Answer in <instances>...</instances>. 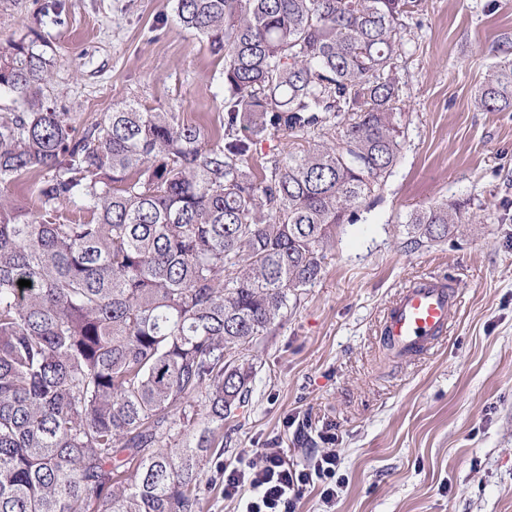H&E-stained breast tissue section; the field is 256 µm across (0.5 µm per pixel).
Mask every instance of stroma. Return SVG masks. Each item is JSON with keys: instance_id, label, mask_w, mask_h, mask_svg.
I'll list each match as a JSON object with an SVG mask.
<instances>
[{"instance_id": "obj_1", "label": "stroma", "mask_w": 512, "mask_h": 512, "mask_svg": "<svg viewBox=\"0 0 512 512\" xmlns=\"http://www.w3.org/2000/svg\"><path fill=\"white\" fill-rule=\"evenodd\" d=\"M33 36L56 62L47 97L77 124L136 98L219 131L223 62L166 0H0V50ZM401 36L405 141L383 200L337 229L318 278L247 351L252 394L224 422L223 460L273 445L302 464L329 430L335 512H512V112L472 105L512 58V0H421ZM435 202L478 221L411 248L404 217ZM430 275L459 285L449 333L393 358L384 314Z\"/></svg>"}]
</instances>
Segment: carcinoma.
<instances>
[{"label": "carcinoma", "instance_id": "carcinoma-1", "mask_svg": "<svg viewBox=\"0 0 512 512\" xmlns=\"http://www.w3.org/2000/svg\"><path fill=\"white\" fill-rule=\"evenodd\" d=\"M420 0H170L224 59V118L130 98L77 130L47 104L55 60L0 51V512H196L224 420L249 401L244 351L314 282L336 229L382 198L402 149L404 18ZM512 111V59L474 97ZM326 131L252 164L269 135ZM473 218L406 215L411 244ZM31 281L19 287L18 281Z\"/></svg>", "mask_w": 512, "mask_h": 512}]
</instances>
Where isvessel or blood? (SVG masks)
Instances as JSON below:
<instances>
[{"mask_svg":"<svg viewBox=\"0 0 512 512\" xmlns=\"http://www.w3.org/2000/svg\"><path fill=\"white\" fill-rule=\"evenodd\" d=\"M454 303L451 283L435 277L412 281L402 289L385 317L381 334L388 351L400 359L426 351L447 333Z\"/></svg>","mask_w":512,"mask_h":512,"instance_id":"obj_1","label":"vessel or blood"}]
</instances>
